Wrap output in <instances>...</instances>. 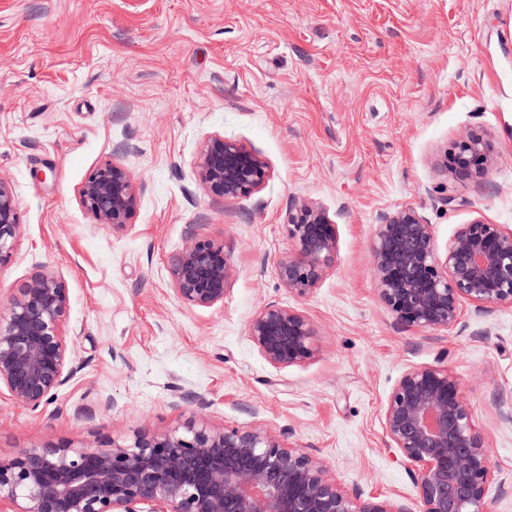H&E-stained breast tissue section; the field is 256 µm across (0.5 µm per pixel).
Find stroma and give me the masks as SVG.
Segmentation results:
<instances>
[{
    "mask_svg": "<svg viewBox=\"0 0 512 512\" xmlns=\"http://www.w3.org/2000/svg\"><path fill=\"white\" fill-rule=\"evenodd\" d=\"M483 133L480 181L442 171ZM213 134L270 166L247 198L205 194L195 166ZM130 170L140 202L106 230L78 189L99 164ZM0 176L21 237L0 296L61 275L78 335L76 375L44 410L0 395V456L80 450L190 423L259 429L326 462L346 491L420 507L382 414L409 367H447L512 512V306L465 308L451 330L399 325L370 274L384 215L416 207L446 248L457 225L512 229V0H0ZM337 226L335 265L310 294L283 288L280 223L297 200ZM222 243L223 305L188 308L169 267L191 237ZM276 303L313 321L320 350L272 366L248 336ZM206 407H198L196 397Z\"/></svg>",
    "mask_w": 512,
    "mask_h": 512,
    "instance_id": "1",
    "label": "stroma"
}]
</instances>
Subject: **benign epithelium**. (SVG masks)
<instances>
[{
    "label": "benign epithelium",
    "mask_w": 512,
    "mask_h": 512,
    "mask_svg": "<svg viewBox=\"0 0 512 512\" xmlns=\"http://www.w3.org/2000/svg\"><path fill=\"white\" fill-rule=\"evenodd\" d=\"M444 169L481 180L492 147L479 133L454 141ZM202 189L225 199L246 198L270 176L268 163L245 144L213 135L196 163ZM82 207L105 229L120 232L139 204L135 177L106 161L79 188ZM282 228L290 249L277 261L288 292L305 297L336 261L337 229L321 206L288 207ZM21 234L10 181L0 177V266ZM372 279L384 306L404 327L451 329L463 303L487 312L512 304V229L475 219L461 224L445 251L433 226L412 206L382 218L370 242ZM175 297L184 305H224L231 263L224 245L191 238L170 266ZM70 299L61 276L34 275L0 311V393L37 410L76 373L78 337L69 325ZM248 336L276 367L318 353L316 330L300 310L269 303L251 320ZM388 446L412 467L418 512H490L496 479L483 434L447 368L408 369L384 408ZM0 512H412L394 500L345 491L323 463L259 430L190 425L74 451L26 448L0 457Z\"/></svg>",
    "instance_id": "obj_1"
}]
</instances>
